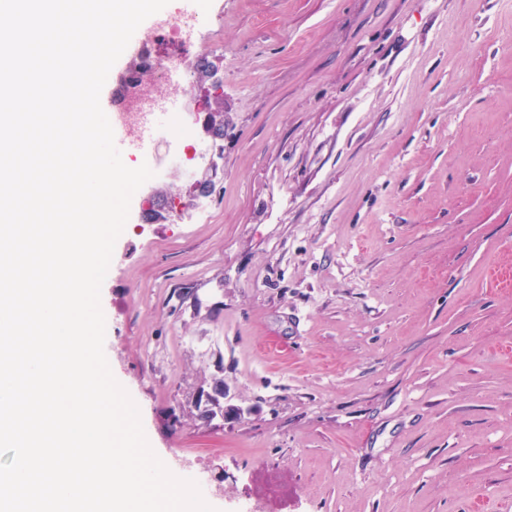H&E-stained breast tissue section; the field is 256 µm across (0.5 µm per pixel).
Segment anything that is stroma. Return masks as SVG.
Listing matches in <instances>:
<instances>
[{"mask_svg":"<svg viewBox=\"0 0 512 512\" xmlns=\"http://www.w3.org/2000/svg\"><path fill=\"white\" fill-rule=\"evenodd\" d=\"M197 10L219 170L156 143L101 289L151 448L216 512H512V0Z\"/></svg>","mask_w":512,"mask_h":512,"instance_id":"35a3bbf8","label":"stroma"}]
</instances>
